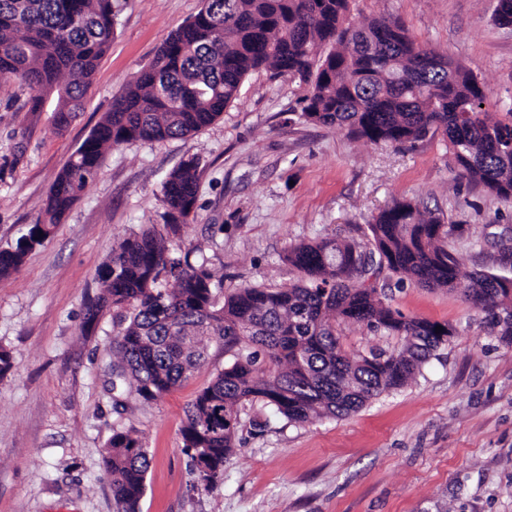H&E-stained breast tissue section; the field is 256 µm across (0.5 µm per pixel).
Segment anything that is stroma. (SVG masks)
I'll return each mask as SVG.
<instances>
[{"label":"stroma","instance_id":"35a3bbf8","mask_svg":"<svg viewBox=\"0 0 512 512\" xmlns=\"http://www.w3.org/2000/svg\"><path fill=\"white\" fill-rule=\"evenodd\" d=\"M497 0H352L349 21L401 20L421 45L447 52L512 110V28L494 23ZM203 0H127L112 46L65 129L25 108L28 89L0 75V250L41 217L71 154L110 111L170 31ZM301 89L257 70L237 100L186 138L108 150L99 174L54 236L0 279V346L14 364L0 377V512H114L102 456L114 423L151 457L139 512H512V349L456 292L420 288L390 272L384 301L452 334L400 390L342 419L291 424L244 403L239 442L209 490L194 489L182 451L185 410L232 356L211 342L206 364L162 397L112 402V317L86 326L98 270L113 247L165 221L162 182L198 162L195 209L173 241L190 262L224 277L217 299L247 285L285 287L283 256L300 241L367 240L370 216L406 197L444 213L461 232L448 249L460 272L512 276V201L458 175L445 143L373 144L347 129L300 120ZM345 350H398L400 337L344 323ZM265 422L263 432L252 424Z\"/></svg>","mask_w":512,"mask_h":512}]
</instances>
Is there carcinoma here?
I'll use <instances>...</instances> for the list:
<instances>
[{
    "mask_svg": "<svg viewBox=\"0 0 512 512\" xmlns=\"http://www.w3.org/2000/svg\"><path fill=\"white\" fill-rule=\"evenodd\" d=\"M351 0H224V17L206 7L173 30L78 146L50 187L30 239L0 250V278L51 239L62 217L94 180L106 150L184 138L210 126L239 96L246 76L265 69L304 88L301 116L373 143L402 145L437 136L459 174L512 200V112L482 107L488 90L444 52L419 68V44L399 21L345 24ZM120 0H0V74L31 90L27 111L56 98L53 122L69 124L99 60L112 45ZM195 159L166 176V222L112 249L98 271L102 291L87 322L112 312L117 382L152 401L201 368L215 339L233 353L188 404L183 451L204 458L208 490L236 448L239 407L259 400L294 424L348 416L405 386L452 330L407 317L385 304L367 275L382 268L424 288L454 290L458 259L444 246L457 224L397 199L368 222V243L301 242L285 260L298 272L286 288L240 287L218 307L224 277L171 251L168 237L194 210ZM499 341L512 347V277L475 272L463 288ZM360 323L402 339L401 349L346 353L337 326ZM116 512H138L150 467L131 432L112 427L102 458Z\"/></svg>",
    "mask_w": 512,
    "mask_h": 512,
    "instance_id": "1",
    "label": "carcinoma"
}]
</instances>
